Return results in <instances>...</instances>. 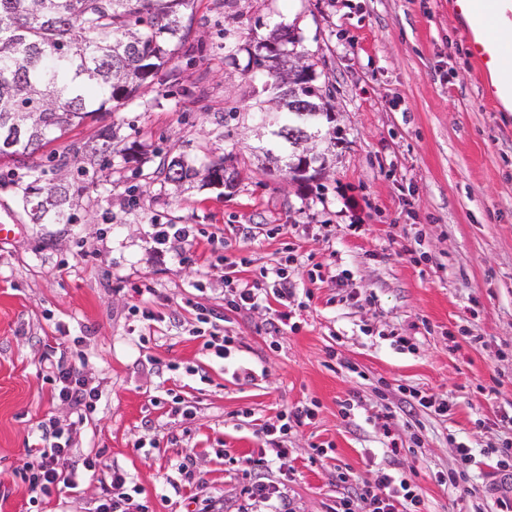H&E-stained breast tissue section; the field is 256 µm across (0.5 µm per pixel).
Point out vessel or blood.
<instances>
[{
    "label": "vessel or blood",
    "mask_w": 512,
    "mask_h": 512,
    "mask_svg": "<svg viewBox=\"0 0 512 512\" xmlns=\"http://www.w3.org/2000/svg\"><path fill=\"white\" fill-rule=\"evenodd\" d=\"M455 12L466 18L471 36L467 50L478 69L486 76L485 96L491 101L512 99V45L487 37V29L503 19H512V0H453Z\"/></svg>",
    "instance_id": "b4317fda"
}]
</instances>
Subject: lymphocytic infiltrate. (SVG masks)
I'll return each mask as SVG.
<instances>
[{"mask_svg": "<svg viewBox=\"0 0 512 512\" xmlns=\"http://www.w3.org/2000/svg\"><path fill=\"white\" fill-rule=\"evenodd\" d=\"M155 253L159 258L173 256L179 262L193 261L198 247L208 240V232L197 224H156L152 227ZM297 254H288L277 266L260 269L253 280L225 278L224 308L242 313L264 307L275 301L264 323L266 334L282 336L296 310L305 309L313 292L290 277L288 268L297 261ZM44 359L47 363L42 380L48 384L54 397L68 404L70 415L59 421L48 419L38 426V441L28 449L25 458L13 466V480L26 485L28 503L37 507L50 498L59 486L77 487L85 476H100L103 492L95 512H154L141 487L117 465L105 463L101 454L73 459L72 449L81 427L95 411L102 393L89 385L76 365L74 353L61 343L46 344ZM379 400L385 401L382 429L391 438V455L402 452L394 443L397 420L426 410L445 417L451 410L448 399L423 394L420 390L401 386L396 401H389L384 388H376ZM316 416L315 402H302L280 411L274 421L264 423L260 432L267 447V455L238 457L233 464L243 482L240 495L246 500L270 504L272 512H292L291 503L278 482L270 480L265 469L270 457H283L288 452V440L298 428ZM425 502L420 487L410 477L394 473L392 468L377 469L374 480L363 482L344 493L330 512H424Z\"/></svg>", "mask_w": 512, "mask_h": 512, "instance_id": "f902f5d3", "label": "lymphocytic infiltrate"}]
</instances>
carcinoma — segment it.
<instances>
[{
    "mask_svg": "<svg viewBox=\"0 0 512 512\" xmlns=\"http://www.w3.org/2000/svg\"><path fill=\"white\" fill-rule=\"evenodd\" d=\"M194 0H0V159L31 158L70 127L78 125L110 105L117 109L139 95L143 84L170 65L175 52L167 45L182 43L191 35ZM282 43L259 42L246 71L261 74L268 55L285 52L299 39L287 26L279 27ZM309 65V73L298 89V101L288 110L278 109L280 94L288 87L264 83L253 89L269 95L268 106L259 119L272 122L267 151L282 158L283 171L295 181H312L311 174L288 163L293 142L323 121L307 106L331 96L330 89L317 84L315 63L298 52ZM124 162L135 159L134 147H121L112 127L99 130L95 139L73 144L53 156L60 173L57 182L39 185L22 183L30 214L37 224H70L72 165L85 160L111 165L113 155ZM202 177L206 185L233 186L234 174L224 167V158L210 161L199 171L183 157L171 159L165 179L177 184Z\"/></svg>",
    "mask_w": 512,
    "mask_h": 512,
    "instance_id": "obj_1",
    "label": "carcinoma"
}]
</instances>
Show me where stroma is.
Instances as JSON below:
<instances>
[{
	"mask_svg": "<svg viewBox=\"0 0 512 512\" xmlns=\"http://www.w3.org/2000/svg\"><path fill=\"white\" fill-rule=\"evenodd\" d=\"M280 24L328 81L334 106L330 169L302 183L266 174L253 154L256 98L243 69L258 39ZM467 39L451 0H195L175 72L49 145L62 152L109 125L123 145L138 147L139 162L117 156L111 168L87 166L71 224L31 223L21 189L0 183V224L14 227L0 240V462L24 454L40 421L69 414L40 376V342L63 330L79 338L82 372L102 390L75 456L103 451L155 512H184L191 491L174 493L170 483L186 459L205 494L237 500L240 484L218 451L255 456L264 446L257 424H239L237 411L253 408L266 422L311 399L315 418L289 438L268 476L284 481L293 512H326L343 491L337 469L355 485L373 480L387 458L370 420L381 379L454 403L445 418L419 413L423 446L395 462L420 486L428 512H495L499 478L483 451L498 445L496 420L512 410V111L488 104ZM229 44L236 60L224 57ZM230 108L239 119L217 124ZM179 154L199 169L228 156L234 188L166 182L163 165ZM155 221L212 225L225 245L195 264L158 261ZM240 224L256 225L255 241L239 238ZM289 244L302 257L299 281L310 257L350 269L348 301L328 304L330 283L315 285L310 308L277 348L262 330L264 311L226 313L222 327L238 349L223 361L204 356L187 299L222 307L224 257L249 258L255 272L275 266ZM413 252L429 262H411ZM145 279L157 290L154 317L137 321L123 285ZM466 331L485 346H470ZM396 333L413 337L414 350L393 345ZM142 334L150 338L143 347ZM332 348L358 373L329 369ZM240 364L254 381L233 378ZM193 367L208 382L190 375ZM176 384L197 408L187 429L152 402ZM492 385L496 393L486 394ZM350 398L361 405L345 418L340 403ZM479 417L489 426L476 428ZM153 438L158 447H149ZM321 442L333 451L309 462L311 444ZM459 442L473 448L476 464L451 492L434 475L452 467ZM102 489L96 479L59 488L45 510L94 512Z\"/></svg>",
	"mask_w": 512,
	"mask_h": 512,
	"instance_id": "obj_1",
	"label": "stroma"
}]
</instances>
